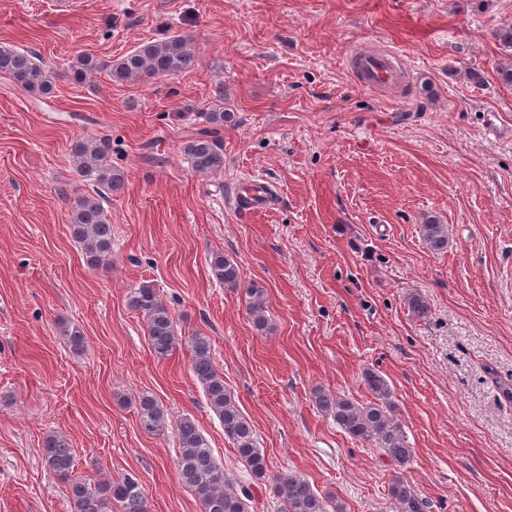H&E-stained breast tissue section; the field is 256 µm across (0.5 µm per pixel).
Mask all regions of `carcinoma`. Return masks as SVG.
Instances as JSON below:
<instances>
[{
    "label": "carcinoma",
    "mask_w": 512,
    "mask_h": 512,
    "mask_svg": "<svg viewBox=\"0 0 512 512\" xmlns=\"http://www.w3.org/2000/svg\"><path fill=\"white\" fill-rule=\"evenodd\" d=\"M197 64L189 38L177 34L163 41L142 42L110 65V76L118 81L150 85L161 77L189 72ZM69 69L73 80L82 84L98 71L99 63L87 54H79L71 60ZM0 74L9 76L29 92L46 93L52 88V71L37 61L30 50L0 47ZM233 117L234 113L222 107L206 114L213 130L202 133L184 147V155L194 172L205 175L224 169V149L217 134ZM109 150V140L105 137H82L73 146L77 174L92 186V193L76 201L71 211L70 232L80 245L87 266L93 270L112 266V224L103 201L107 195L120 191L124 184L123 173L107 164ZM420 232L429 250L435 253L447 250V225L431 219L420 226ZM210 270L219 284L231 289L240 287L237 263L223 254L212 255ZM245 294L254 328L260 333L270 330L265 289L253 283ZM130 304L144 317L155 356L167 358L181 341L167 305L150 285L133 289ZM62 335L73 352H83L84 336L78 329L65 326ZM188 344L193 374L203 386L208 407L224 428V437L232 443L251 478L268 484L270 493L281 500V512H344L340 502L319 492L301 475L289 470H270L264 452L257 446L251 420L240 410L234 395L224 386L223 375L213 364L210 339L195 335L189 337ZM363 383L371 394L363 403L318 389L314 393L315 404L353 439L380 450L400 472L410 464L414 451L395 413L391 386L381 373L370 369L364 372ZM139 408V422L145 432H164L168 415L153 397L140 396ZM177 429L180 479L197 498L201 512H250L254 501L250 488L216 462L195 420L184 417L178 421ZM43 459L50 472L66 485L70 512H112L114 503L120 505L122 512H149L142 481L131 473L108 482L92 476L74 477V449L64 436H46ZM389 491L397 512H430L429 501L403 476H394Z\"/></svg>",
    "instance_id": "1"
}]
</instances>
